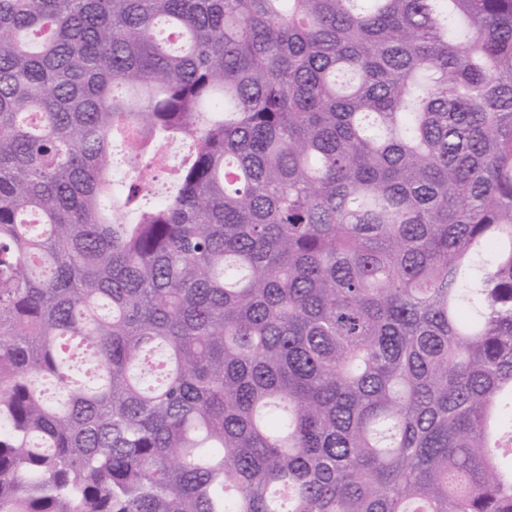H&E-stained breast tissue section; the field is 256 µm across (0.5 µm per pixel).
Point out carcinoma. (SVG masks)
Returning <instances> with one entry per match:
<instances>
[{
    "label": "carcinoma",
    "instance_id": "obj_1",
    "mask_svg": "<svg viewBox=\"0 0 512 512\" xmlns=\"http://www.w3.org/2000/svg\"><path fill=\"white\" fill-rule=\"evenodd\" d=\"M505 454L512 0H0V512H512ZM186 151V147L181 143H176L173 145L171 149H169L170 152V167L169 169L165 171H159L150 174L148 182H149V198L151 200H156L158 197V193H161L164 191V189L169 186L170 182L173 181V172L174 168L177 167L179 161L181 160L183 154ZM156 192V194H154Z\"/></svg>",
    "mask_w": 512,
    "mask_h": 512
}]
</instances>
